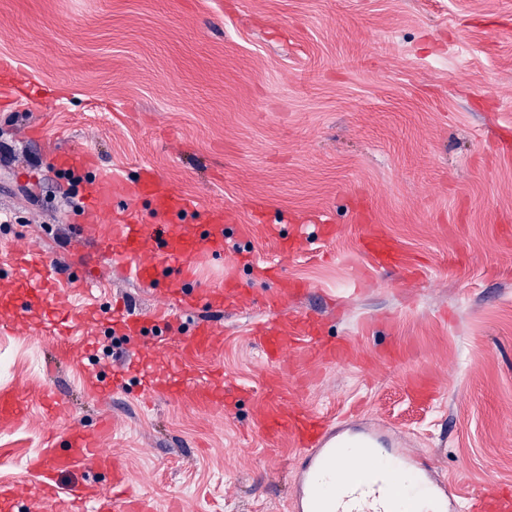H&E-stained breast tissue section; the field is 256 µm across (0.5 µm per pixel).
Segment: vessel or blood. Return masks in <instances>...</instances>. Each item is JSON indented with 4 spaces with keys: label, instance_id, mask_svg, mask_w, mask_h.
I'll return each instance as SVG.
<instances>
[{
    "label": "vessel or blood",
    "instance_id": "vessel-or-blood-1",
    "mask_svg": "<svg viewBox=\"0 0 512 512\" xmlns=\"http://www.w3.org/2000/svg\"><path fill=\"white\" fill-rule=\"evenodd\" d=\"M58 166L66 171H94L96 158L88 149L78 154L62 152L58 155ZM95 182V188L84 195V209L89 229L97 236L112 265L126 269L143 284L161 286L169 303L185 308H213L223 304L236 308L242 304L243 297L234 280H227L218 288H203L196 279L199 255L215 259L230 255L222 213H213L207 224L193 227L181 224V217L194 211V202L164 188L153 171L145 170L125 189V196L149 200L156 210L174 216V223L141 224L132 217L127 223L104 227L100 220L112 197V178L97 174ZM365 242L381 264H402L395 246L377 227H369ZM116 321L135 332L145 322L155 327L169 326L171 313L168 306L157 308L145 317L121 310ZM309 331L307 317L297 313L287 323H260L254 333L269 360L302 363L308 352ZM219 343L216 330L202 323L190 336L180 340L179 350L186 355L209 353ZM352 354L350 342L340 341L322 347L317 361L329 365L346 360ZM143 392L148 398L161 394L175 400L193 394L213 406L224 404V383L220 380L192 385L174 377L153 378ZM24 417L19 397L13 391L1 390L0 426L13 427ZM261 425L270 436H289L301 450L291 497L292 512H396L397 490L405 476L410 477L422 498V512H512V488L489 487L468 500H461L447 479L437 474L429 458L409 449L405 438L388 437L379 424L369 418L327 420L274 393L267 400ZM66 435L70 448L67 456H56L46 448L28 462L29 469L41 479L32 491L37 504L56 510L64 503L70 512H77L79 506L90 499L94 502V512H154L150 497L127 487L123 467L102 451L97 432L70 426ZM351 448L366 450L374 460L375 466L368 475H337V462L346 459ZM78 463L111 472L112 489L104 492L87 486L75 487L66 502H59L54 476L59 470Z\"/></svg>",
    "mask_w": 512,
    "mask_h": 512
}]
</instances>
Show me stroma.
Wrapping results in <instances>:
<instances>
[{
    "mask_svg": "<svg viewBox=\"0 0 512 512\" xmlns=\"http://www.w3.org/2000/svg\"><path fill=\"white\" fill-rule=\"evenodd\" d=\"M0 289L33 274L10 259L42 247L70 297L74 358L41 310L16 299L17 326L0 332V389L28 414L0 428V484L18 487L11 512H38L30 457L52 427L42 390L70 405L129 485L156 512H289L299 450L258 426L265 384L318 415L362 406L409 433L460 496L512 487V0H0ZM91 148L113 180L141 167L194 200L223 209L245 264L199 259L200 285L234 279L241 308L178 312L142 346L115 344V304L147 314L161 298L108 266L85 230L82 186L55 156ZM336 235L314 234L320 216ZM377 225L418 269L379 267L361 248ZM277 264L280 277L256 266ZM367 282L349 293L350 276ZM304 282L285 310L321 320L325 340L351 341L336 365L275 366L251 330L276 319L263 300ZM222 341L186 357L196 322ZM221 368L231 409L156 396L144 376L195 383ZM122 389L91 395L90 376ZM434 400L411 398L418 371Z\"/></svg>",
    "mask_w": 512,
    "mask_h": 512,
    "instance_id": "obj_1",
    "label": "stroma"
}]
</instances>
